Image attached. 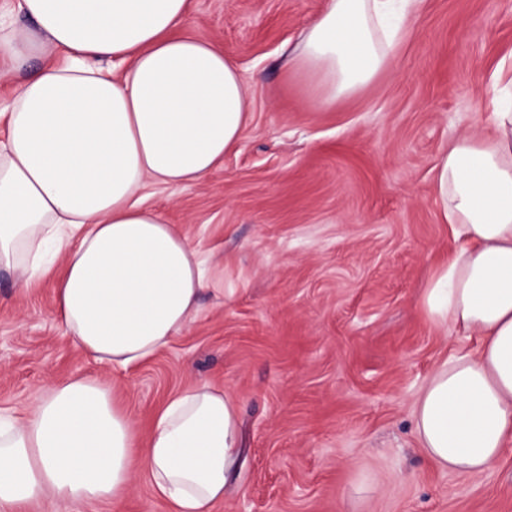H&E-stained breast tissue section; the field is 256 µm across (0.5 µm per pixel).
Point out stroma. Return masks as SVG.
I'll use <instances>...</instances> for the list:
<instances>
[{"instance_id": "stroma-1", "label": "stroma", "mask_w": 512, "mask_h": 512, "mask_svg": "<svg viewBox=\"0 0 512 512\" xmlns=\"http://www.w3.org/2000/svg\"><path fill=\"white\" fill-rule=\"evenodd\" d=\"M326 0H192L187 33L233 59L252 119L200 181L147 185L212 290L150 361L97 364L64 337L51 280L0 273V408L47 381L111 380L145 444L154 412L206 382L239 407L235 489L213 512H512V447L486 471L435 466L413 403L458 337L420 299L450 229L431 170L451 139L485 136L482 90L512 57V0H425L390 69L311 112L291 52Z\"/></svg>"}]
</instances>
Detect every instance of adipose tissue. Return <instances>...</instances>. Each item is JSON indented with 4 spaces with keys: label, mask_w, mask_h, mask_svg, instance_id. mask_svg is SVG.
Returning <instances> with one entry per match:
<instances>
[{
    "label": "adipose tissue",
    "mask_w": 512,
    "mask_h": 512,
    "mask_svg": "<svg viewBox=\"0 0 512 512\" xmlns=\"http://www.w3.org/2000/svg\"><path fill=\"white\" fill-rule=\"evenodd\" d=\"M424 0H327L288 66L319 110L391 66L402 19ZM28 21L0 22V271L24 288L63 259L56 314L95 362L129 369L168 347L200 311L210 281L186 238L141 199L147 183L201 180L251 119L235 63L181 31L190 0H17ZM41 66L27 70L30 59ZM500 65L485 89L487 138L449 142L432 192L452 228L421 307L434 328L477 337L445 358L413 406L420 448L439 468L486 470L512 446V102ZM135 422L106 380L45 385L21 413L0 412V512L109 504L139 475L170 512H212L241 455L237 404L207 383L154 414L133 466Z\"/></svg>",
    "instance_id": "ef3b65f1"
}]
</instances>
